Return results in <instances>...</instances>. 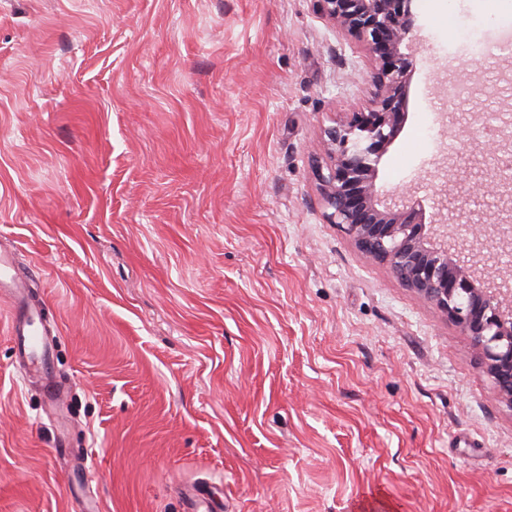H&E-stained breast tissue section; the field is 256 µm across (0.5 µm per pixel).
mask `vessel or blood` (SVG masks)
I'll return each instance as SVG.
<instances>
[{
	"instance_id": "1",
	"label": "vessel or blood",
	"mask_w": 512,
	"mask_h": 512,
	"mask_svg": "<svg viewBox=\"0 0 512 512\" xmlns=\"http://www.w3.org/2000/svg\"><path fill=\"white\" fill-rule=\"evenodd\" d=\"M0 299L7 300L12 313L15 355L20 367L37 373L47 390L55 394L63 385L50 371L54 338L43 325L44 306L30 290V280L17 267L15 249L0 244Z\"/></svg>"
}]
</instances>
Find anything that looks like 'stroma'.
Masks as SVG:
<instances>
[{"instance_id":"obj_1","label":"stroma","mask_w":512,"mask_h":512,"mask_svg":"<svg viewBox=\"0 0 512 512\" xmlns=\"http://www.w3.org/2000/svg\"><path fill=\"white\" fill-rule=\"evenodd\" d=\"M502 0H416L378 184L432 218L512 118ZM362 50L313 0H0V242L64 384L0 300V512H512V410L469 338L327 223L323 127ZM484 117L473 123V114ZM7 300L12 313V335L15 355L26 372L37 373L47 392L63 389L59 379L50 371L49 362L54 350V337L44 328V306L30 290V280L17 267L15 249L0 244V299Z\"/></svg>"}]
</instances>
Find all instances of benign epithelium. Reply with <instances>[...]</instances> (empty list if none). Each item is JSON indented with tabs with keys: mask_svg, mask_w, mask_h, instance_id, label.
I'll use <instances>...</instances> for the list:
<instances>
[{
	"mask_svg": "<svg viewBox=\"0 0 512 512\" xmlns=\"http://www.w3.org/2000/svg\"><path fill=\"white\" fill-rule=\"evenodd\" d=\"M334 31L358 43L372 60L365 79L369 110L345 112L323 129L313 155L314 175L336 225L368 259L385 266L470 338L498 398L512 409V289L482 278L493 251L512 250V132H497L486 151L469 159L499 202L495 223L472 218L456 225L458 251L448 247V225L426 224L419 201L384 193L379 167L408 116L413 67L405 52L415 33L412 0H314Z\"/></svg>",
	"mask_w": 512,
	"mask_h": 512,
	"instance_id": "obj_1",
	"label": "benign epithelium"
}]
</instances>
